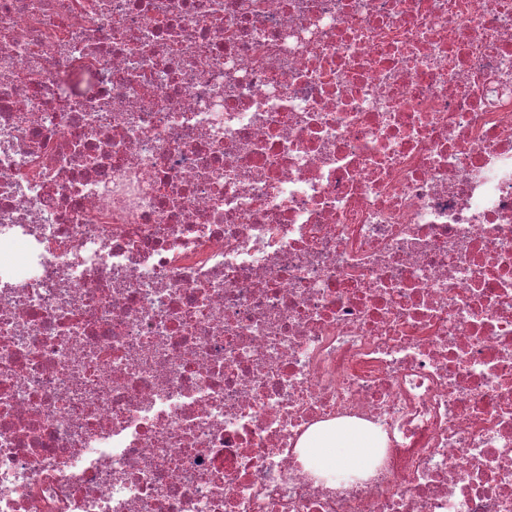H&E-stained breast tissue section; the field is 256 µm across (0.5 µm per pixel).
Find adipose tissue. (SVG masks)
<instances>
[{
    "instance_id": "1",
    "label": "adipose tissue",
    "mask_w": 512,
    "mask_h": 512,
    "mask_svg": "<svg viewBox=\"0 0 512 512\" xmlns=\"http://www.w3.org/2000/svg\"><path fill=\"white\" fill-rule=\"evenodd\" d=\"M303 459L307 464L332 473L351 472L358 461L369 459L378 440L369 427L340 425L311 430L301 440Z\"/></svg>"
}]
</instances>
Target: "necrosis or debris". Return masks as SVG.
<instances>
[{"mask_svg":"<svg viewBox=\"0 0 512 512\" xmlns=\"http://www.w3.org/2000/svg\"><path fill=\"white\" fill-rule=\"evenodd\" d=\"M0 512H512V0H0ZM380 447L371 428L336 425L334 435L329 428H317L301 440L303 459L326 472L351 473L359 460H368Z\"/></svg>","mask_w":512,"mask_h":512,"instance_id":"obj_1","label":"necrosis or debris"}]
</instances>
